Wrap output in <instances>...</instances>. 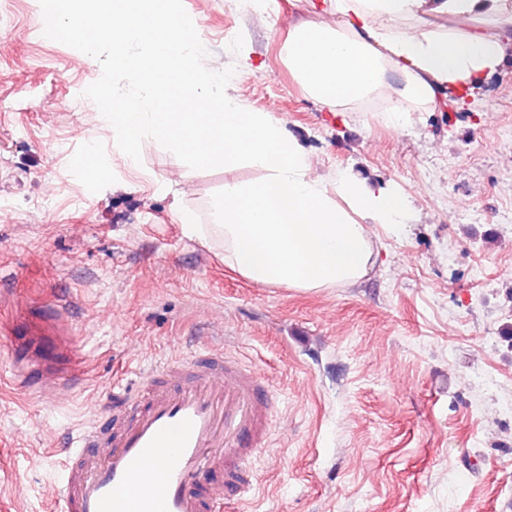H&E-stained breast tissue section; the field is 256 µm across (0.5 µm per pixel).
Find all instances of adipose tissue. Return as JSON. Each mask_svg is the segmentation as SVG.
Wrapping results in <instances>:
<instances>
[{
    "label": "adipose tissue",
    "instance_id": "obj_1",
    "mask_svg": "<svg viewBox=\"0 0 512 512\" xmlns=\"http://www.w3.org/2000/svg\"><path fill=\"white\" fill-rule=\"evenodd\" d=\"M290 65L335 112L387 96L384 123L473 96L512 56V0H315Z\"/></svg>",
    "mask_w": 512,
    "mask_h": 512
}]
</instances>
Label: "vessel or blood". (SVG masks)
<instances>
[{
	"instance_id": "b4317fda",
	"label": "vessel or blood",
	"mask_w": 512,
	"mask_h": 512,
	"mask_svg": "<svg viewBox=\"0 0 512 512\" xmlns=\"http://www.w3.org/2000/svg\"><path fill=\"white\" fill-rule=\"evenodd\" d=\"M69 317L57 298L55 314L15 347L24 388L81 382ZM272 391L264 375L220 349L165 363L142 377L122 418L99 416L64 443L52 512H223L252 486L247 459L266 434Z\"/></svg>"
}]
</instances>
